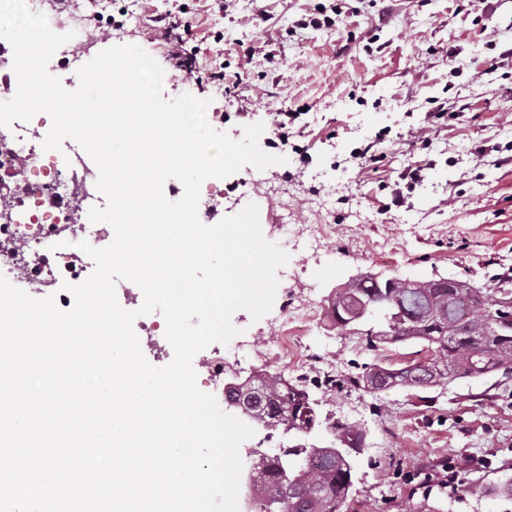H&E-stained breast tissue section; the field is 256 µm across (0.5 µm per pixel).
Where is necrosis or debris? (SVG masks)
Wrapping results in <instances>:
<instances>
[{
	"instance_id": "1",
	"label": "necrosis or debris",
	"mask_w": 512,
	"mask_h": 512,
	"mask_svg": "<svg viewBox=\"0 0 512 512\" xmlns=\"http://www.w3.org/2000/svg\"><path fill=\"white\" fill-rule=\"evenodd\" d=\"M42 116L0 127V274L16 286L56 287V303L69 305L63 283L91 273L93 261L76 239L100 248L110 242L106 224H88L105 206L95 187L97 168L74 141L46 151Z\"/></svg>"
}]
</instances>
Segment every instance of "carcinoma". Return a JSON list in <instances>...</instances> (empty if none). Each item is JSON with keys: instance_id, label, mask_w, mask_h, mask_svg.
I'll list each match as a JSON object with an SVG mask.
<instances>
[{"instance_id": "cac0c4a2", "label": "carcinoma", "mask_w": 512, "mask_h": 512, "mask_svg": "<svg viewBox=\"0 0 512 512\" xmlns=\"http://www.w3.org/2000/svg\"><path fill=\"white\" fill-rule=\"evenodd\" d=\"M328 313L337 328L360 335L368 351L415 340L431 352L401 369L368 365L331 380L337 388L370 391L396 383L426 389L512 374V277H497L488 288L399 277L383 286L362 277L334 293ZM239 392L251 422L279 429L293 442L284 459L254 451V512H341L353 486L351 454L362 451L366 437L360 424L322 416L320 401L279 373L253 372L239 382ZM324 422L334 443H310L308 436Z\"/></svg>"}]
</instances>
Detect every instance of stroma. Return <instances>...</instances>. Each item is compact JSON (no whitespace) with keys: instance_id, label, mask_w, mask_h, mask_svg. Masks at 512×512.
<instances>
[{"instance_id":"stroma-1","label":"stroma","mask_w":512,"mask_h":512,"mask_svg":"<svg viewBox=\"0 0 512 512\" xmlns=\"http://www.w3.org/2000/svg\"><path fill=\"white\" fill-rule=\"evenodd\" d=\"M88 16L87 57L117 44L144 48L163 68V96L189 93L210 99L217 130L241 138L256 122L268 149L274 112L299 111L284 162L250 181L248 169L204 181L200 210L219 216L239 212L261 195L264 237L280 242L268 218L267 185H285L295 223L321 221L328 230L318 252H291L296 277L285 296L315 289L312 334L305 343L313 366L352 371L378 363L398 369L426 358L418 341L366 351L361 336L330 322L327 299L336 285L364 273L428 279L453 277L477 286L512 272V73L488 80L484 71L512 47V0H79ZM342 14L331 27L313 17ZM182 15L192 24L184 49L196 60L190 78L173 67L168 45L151 32L157 14ZM122 20L110 29L108 17ZM223 41H215V32ZM465 67L451 73L449 51ZM236 76L231 91L209 83L210 71ZM447 100L460 117L438 129L424 122L426 101ZM430 146H422L421 138ZM376 142L384 162L361 165L352 151ZM486 156L474 155L477 145ZM425 166L422 183L407 190V203L391 206L388 190L408 164ZM233 324L254 336L256 350L239 354L242 374L260 369L290 379L304 367L266 355L281 337L272 315ZM325 412L355 413L367 430L364 451L354 456V488L347 512H504L498 485L512 480V378L494 373L459 379L447 387L390 386L377 392L316 389ZM478 458L473 477L488 484L484 497L466 486L424 484L418 466L448 457Z\"/></svg>"}]
</instances>
